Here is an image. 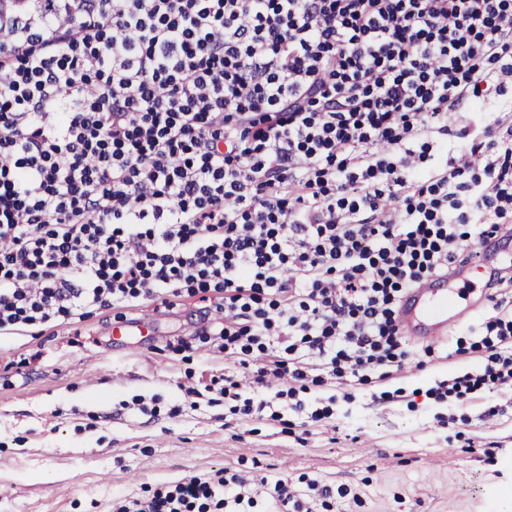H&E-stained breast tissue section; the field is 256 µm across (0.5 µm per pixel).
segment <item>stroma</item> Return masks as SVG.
<instances>
[{"instance_id":"obj_1","label":"stroma","mask_w":512,"mask_h":512,"mask_svg":"<svg viewBox=\"0 0 512 512\" xmlns=\"http://www.w3.org/2000/svg\"><path fill=\"white\" fill-rule=\"evenodd\" d=\"M474 109L449 121V154L494 120L512 128V81L481 85ZM453 285L467 313L437 338L403 337L400 372L330 377L291 399L268 388L249 416L222 393L234 361L177 347L213 324V301L144 298L0 331V512H110L113 495L224 468L284 481L312 512H512V386L435 395L483 368L470 328L496 314L480 274ZM145 316L147 336H113Z\"/></svg>"}]
</instances>
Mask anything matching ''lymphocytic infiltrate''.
Masks as SVG:
<instances>
[{
	"mask_svg": "<svg viewBox=\"0 0 512 512\" xmlns=\"http://www.w3.org/2000/svg\"><path fill=\"white\" fill-rule=\"evenodd\" d=\"M512 79V0H0V330L180 291L253 374L402 369L403 292L512 216V139L415 152ZM472 224L473 232L463 231ZM468 399L512 384V318L479 328ZM239 474L112 512H246Z\"/></svg>",
	"mask_w": 512,
	"mask_h": 512,
	"instance_id": "f902f5d3",
	"label": "lymphocytic infiltrate"
}]
</instances>
